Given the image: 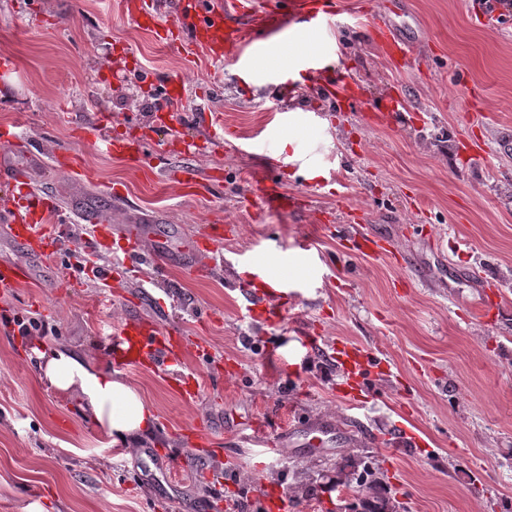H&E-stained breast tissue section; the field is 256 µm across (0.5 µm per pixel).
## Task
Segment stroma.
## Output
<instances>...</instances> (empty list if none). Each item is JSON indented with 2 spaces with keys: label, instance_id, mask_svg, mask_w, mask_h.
Masks as SVG:
<instances>
[{
  "label": "stroma",
  "instance_id": "obj_1",
  "mask_svg": "<svg viewBox=\"0 0 512 512\" xmlns=\"http://www.w3.org/2000/svg\"><path fill=\"white\" fill-rule=\"evenodd\" d=\"M406 2L421 44L396 67L366 35L389 0H339L323 40L365 93L351 108L312 77L281 101L275 83L298 69L288 54L273 72L263 50L248 71L208 62L206 46L156 42L119 0H0V163L116 231L141 226L175 247L224 227L218 251L174 260L162 283L120 245L95 253L107 288L64 265L67 250H86L87 224L58 220L63 251L45 261L0 223V261L29 270L0 288V512H217L223 499L263 512L270 488L287 494L288 512H349V457L369 462L397 512H512V157L499 152L512 136V8L495 18L469 0ZM173 79L177 97L157 109ZM390 95L396 115L374 123ZM208 108L223 131L192 121ZM102 112L113 138L144 143L139 161L91 141ZM62 150L73 169L54 163ZM303 152L312 162L284 176L303 211L259 210L255 172ZM175 167L192 168L207 193L166 181ZM117 185L130 206L113 205ZM372 232L390 256L356 253L353 234ZM247 259L279 278L281 318L250 317ZM129 312L181 337L182 370L199 384L186 402L148 368L121 372L156 416L130 450L113 446L79 392L46 389L35 356L62 346L111 371L108 347ZM21 316L46 335L12 337ZM339 341L378 362L354 400L330 357ZM323 421L332 428L317 450L311 428ZM286 425L295 433L279 452L254 446L255 429ZM196 427L219 453L202 454ZM400 427L420 443L395 453Z\"/></svg>",
  "mask_w": 512,
  "mask_h": 512
}]
</instances>
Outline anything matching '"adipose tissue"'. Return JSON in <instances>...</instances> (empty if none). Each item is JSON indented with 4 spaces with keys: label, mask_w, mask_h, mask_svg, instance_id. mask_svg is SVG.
I'll use <instances>...</instances> for the list:
<instances>
[{
    "label": "adipose tissue",
    "mask_w": 512,
    "mask_h": 512,
    "mask_svg": "<svg viewBox=\"0 0 512 512\" xmlns=\"http://www.w3.org/2000/svg\"><path fill=\"white\" fill-rule=\"evenodd\" d=\"M37 361L46 386L80 391L95 421L111 434L113 443L132 448L152 431L154 413L132 385L58 348L42 347Z\"/></svg>",
    "instance_id": "ef3b65f1"
}]
</instances>
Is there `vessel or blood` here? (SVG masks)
<instances>
[{
  "label": "vessel or blood",
  "mask_w": 512,
  "mask_h": 512,
  "mask_svg": "<svg viewBox=\"0 0 512 512\" xmlns=\"http://www.w3.org/2000/svg\"><path fill=\"white\" fill-rule=\"evenodd\" d=\"M127 13L136 20L153 25L155 38L161 43H170L175 33L191 34L194 40H205L212 60L231 56L234 61L252 66L253 53L276 33L287 29L289 23H296L300 32L316 35L327 28L337 14L335 0H227L224 7H215L212 0H192L170 25L156 24L153 0H127ZM406 12L404 0H393L386 11H378L368 20L367 30L372 40L381 48L384 56L400 65L414 55L420 42V32L398 24L399 16ZM307 71L323 80L325 87L332 88L340 83L338 70L330 68L322 50L310 48L294 54ZM105 118H98L95 137L104 141L112 152L129 159H138L142 145L137 141L110 139ZM298 162L272 161L253 181V190L264 207L272 210H302L301 198L287 192L282 186V173L286 169H298ZM0 184L4 185L10 197L4 208L13 238L34 254L45 258L58 253V240L48 232L45 222L53 208L49 198L36 193L26 182L19 169L0 165ZM125 242L124 251L129 260L141 258L137 230L129 228L119 234L95 229L91 241L93 249H110L113 239ZM222 238L221 227L211 228L202 237L188 239L181 247L184 260H191L200 251L212 250ZM251 315L268 320L279 317L282 308L271 301L266 289L248 288L244 291ZM337 365L346 373L366 375L373 366L372 357L353 346H342L335 351ZM182 357L179 337L164 336L154 325L140 317L131 316L120 325L112 340L111 359L116 371L130 367L150 365L162 373L173 384L182 400H194L199 392L197 382L177 372L176 366Z\"/></svg>",
  "instance_id": "vessel-or-blood-1"
}]
</instances>
